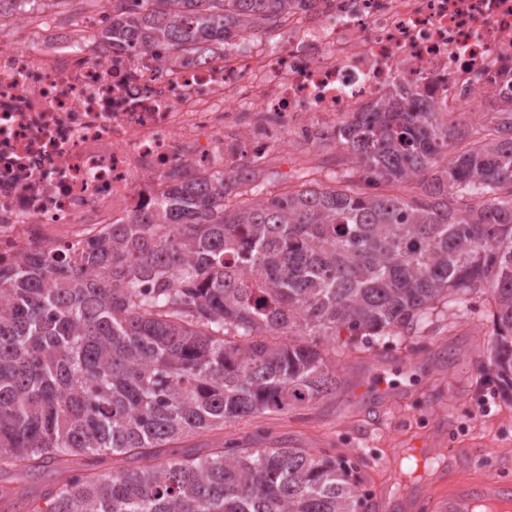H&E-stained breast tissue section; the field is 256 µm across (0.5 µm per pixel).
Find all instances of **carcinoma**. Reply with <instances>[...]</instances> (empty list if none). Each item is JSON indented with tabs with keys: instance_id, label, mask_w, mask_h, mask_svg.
I'll return each mask as SVG.
<instances>
[{
	"instance_id": "cac0c4a2",
	"label": "carcinoma",
	"mask_w": 512,
	"mask_h": 512,
	"mask_svg": "<svg viewBox=\"0 0 512 512\" xmlns=\"http://www.w3.org/2000/svg\"><path fill=\"white\" fill-rule=\"evenodd\" d=\"M59 2L0 0V18ZM298 2L113 0L90 42L217 58ZM492 112L482 135L391 91L336 129L353 164L341 186L261 196L250 168L178 178L94 244L0 262V474L65 476L37 498L0 484V512H357L327 454L155 456L336 390L320 339L409 332L460 296L491 297L488 373L512 396V99ZM395 184L409 194L381 190ZM126 454L151 463L96 472Z\"/></svg>"
}]
</instances>
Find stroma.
<instances>
[{
    "instance_id": "1",
    "label": "stroma",
    "mask_w": 512,
    "mask_h": 512,
    "mask_svg": "<svg viewBox=\"0 0 512 512\" xmlns=\"http://www.w3.org/2000/svg\"><path fill=\"white\" fill-rule=\"evenodd\" d=\"M242 163L260 170L266 196L305 182L327 184L352 168L348 153L334 143L317 151L293 145L287 153L246 156ZM492 312L486 295L441 304L415 332L371 349L340 333L325 343L337 353L336 391L171 442L160 459L203 456L227 442L252 448L286 444L317 455L334 450L352 465V480L365 502L392 492L386 512H409L404 497L416 484L447 497L451 482L436 473L449 448L463 458L478 456L475 464L456 469L454 480L512 482V402L487 375ZM414 445L433 451L425 469L408 468L403 451Z\"/></svg>"
}]
</instances>
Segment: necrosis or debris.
Segmentation results:
<instances>
[{
	"label": "necrosis or debris",
	"instance_id": "necrosis-or-debris-1",
	"mask_svg": "<svg viewBox=\"0 0 512 512\" xmlns=\"http://www.w3.org/2000/svg\"><path fill=\"white\" fill-rule=\"evenodd\" d=\"M34 37L0 44L2 261L99 239L172 175L326 143L396 85L440 112L512 94V0H317L275 39L190 65L76 44L42 17Z\"/></svg>",
	"mask_w": 512,
	"mask_h": 512
}]
</instances>
